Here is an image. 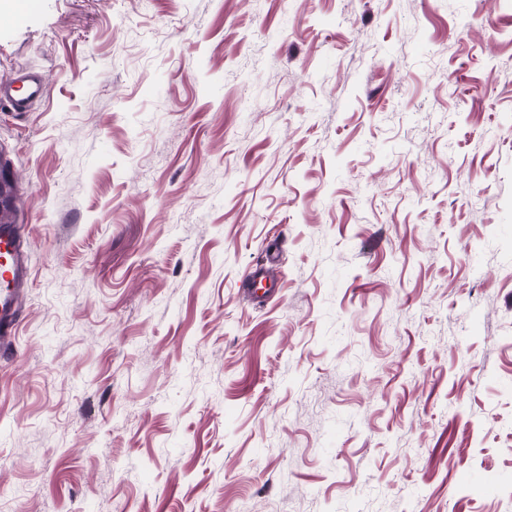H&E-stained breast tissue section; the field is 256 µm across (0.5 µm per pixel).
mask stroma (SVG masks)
I'll return each instance as SVG.
<instances>
[{
  "mask_svg": "<svg viewBox=\"0 0 512 512\" xmlns=\"http://www.w3.org/2000/svg\"><path fill=\"white\" fill-rule=\"evenodd\" d=\"M28 3L0 512H512V0Z\"/></svg>",
  "mask_w": 512,
  "mask_h": 512,
  "instance_id": "obj_1",
  "label": "stroma"
}]
</instances>
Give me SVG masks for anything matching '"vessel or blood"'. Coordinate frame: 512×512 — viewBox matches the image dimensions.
Listing matches in <instances>:
<instances>
[{"instance_id": "b4317fda", "label": "vessel or blood", "mask_w": 512, "mask_h": 512, "mask_svg": "<svg viewBox=\"0 0 512 512\" xmlns=\"http://www.w3.org/2000/svg\"><path fill=\"white\" fill-rule=\"evenodd\" d=\"M45 89L44 79L32 71L17 72L10 82H0V107L25 112ZM30 266L18 225L0 224V350H9L19 319V299L30 282Z\"/></svg>"}]
</instances>
